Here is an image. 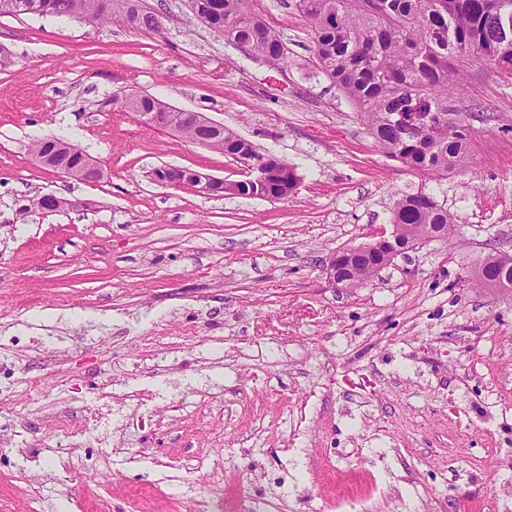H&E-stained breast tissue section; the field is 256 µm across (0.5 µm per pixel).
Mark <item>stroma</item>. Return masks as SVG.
<instances>
[{"label":"stroma","instance_id":"35a3bbf8","mask_svg":"<svg viewBox=\"0 0 512 512\" xmlns=\"http://www.w3.org/2000/svg\"><path fill=\"white\" fill-rule=\"evenodd\" d=\"M162 33L77 18L0 17V512H197L199 471L269 502L329 512L334 464L389 489L373 512H497L512 485V288L477 283L512 256V78L472 60L470 163L423 176L376 146L314 63L289 0H254L287 64L249 57L147 0ZM202 112L293 164L288 197H208L154 168L243 179L232 158L114 111L123 91ZM79 145L103 172L42 168L32 139ZM425 192L453 236L415 245L358 288L329 256L372 242L401 193ZM51 193L71 209L44 214ZM137 420L102 444L101 386ZM146 389L138 408L125 393ZM74 432L53 464L60 429Z\"/></svg>","mask_w":512,"mask_h":512}]
</instances>
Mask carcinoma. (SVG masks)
<instances>
[{"label":"carcinoma","mask_w":512,"mask_h":512,"mask_svg":"<svg viewBox=\"0 0 512 512\" xmlns=\"http://www.w3.org/2000/svg\"><path fill=\"white\" fill-rule=\"evenodd\" d=\"M196 11L214 31L264 59L287 58L280 34L252 8V0H196ZM309 25L316 64L349 99L384 154L408 168L446 176L467 165L473 127L454 89L471 57L512 75V0H295ZM79 17L95 24L123 22L155 32V11L145 0H0V16ZM223 154L266 160L258 186L222 188L213 195L288 196L297 186L295 167L223 128ZM391 223L407 233L451 234L453 214L422 191L394 201ZM483 281L512 286V256H491Z\"/></svg>","instance_id":"carcinoma-1"}]
</instances>
